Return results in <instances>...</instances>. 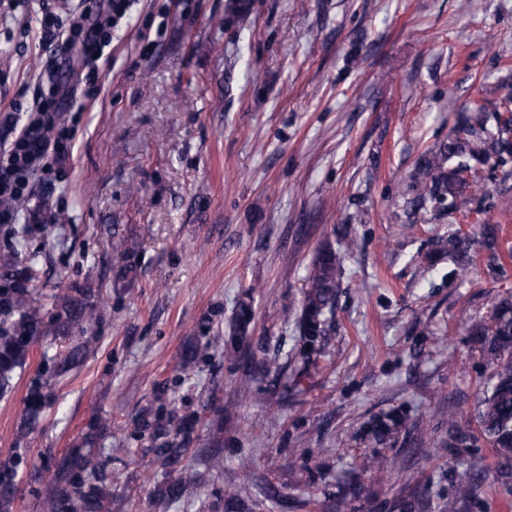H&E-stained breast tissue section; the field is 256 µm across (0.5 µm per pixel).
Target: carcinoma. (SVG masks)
<instances>
[{"instance_id": "1", "label": "carcinoma", "mask_w": 512, "mask_h": 512, "mask_svg": "<svg viewBox=\"0 0 512 512\" xmlns=\"http://www.w3.org/2000/svg\"><path fill=\"white\" fill-rule=\"evenodd\" d=\"M512 163V108L508 98L479 95L460 113L448 139L422 152L416 161V171L403 190L407 213L415 216L436 215L443 211L458 212L467 217L482 212L473 205L469 189L478 184L482 173ZM30 171L19 175L20 183L0 191V215L16 216L18 202L28 182ZM41 224H5L7 243L0 248V398L13 388L17 371L23 369L33 345L44 336L68 340L66 351L46 360L45 378L38 379L25 396V408L20 425V437L55 401L52 383L65 380L81 369L93 348L94 332L104 317V309L92 301L89 288H71L69 294L50 307L34 284L33 268L36 252L29 242L42 237ZM440 251H448L456 276L470 272L476 260L471 249L458 234L448 235V241H438ZM359 248V241L349 227L331 228L325 242L313 260L302 293L303 302L294 316L295 344L292 357L306 363L326 354L328 336L335 330L336 301L341 287L343 255ZM255 318L253 297L238 301L233 312L232 335L211 334L212 326L201 327V336L186 342L181 350L180 364L192 369L209 352L220 353L242 366L239 393L251 394L257 377L282 372L279 356L255 359L250 336ZM467 333L480 351L486 367L491 370V382L481 393L472 418L463 423L448 414V447L494 450V482L512 488V294L507 293L492 311L467 325ZM176 397L162 392L156 396V407L140 413L136 429L147 436L150 456L149 482L161 503L182 500L189 488L201 479V473L191 470L186 457L196 438L199 418L174 415ZM107 424L86 433L80 443L53 464V474L41 491L43 512H108L112 502V484L118 476L112 473L104 452L98 450L102 431ZM420 433L417 446L431 445L422 421L412 419L405 411L394 409L365 422L360 427L364 441L374 448L396 440L403 431ZM21 457L0 464V512H13L18 494L17 473ZM390 463L382 455L373 454L353 467L343 489L358 499L362 493L359 473ZM488 471L481 458L473 456L453 471V494L439 506L440 512H470L486 488ZM279 502V492L268 485L248 479L234 486L224 498V512H259L268 504ZM400 512H429L430 501L415 491L397 503Z\"/></svg>"}]
</instances>
